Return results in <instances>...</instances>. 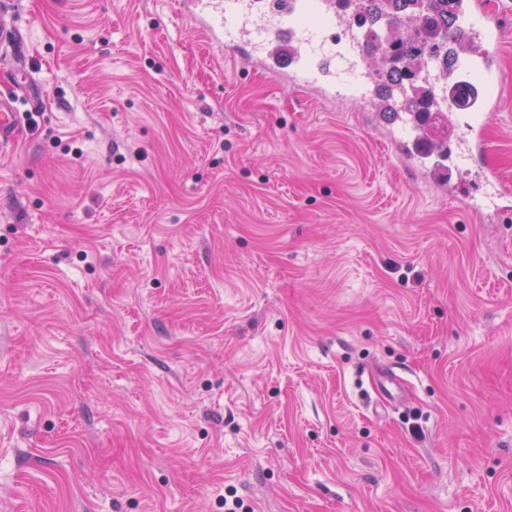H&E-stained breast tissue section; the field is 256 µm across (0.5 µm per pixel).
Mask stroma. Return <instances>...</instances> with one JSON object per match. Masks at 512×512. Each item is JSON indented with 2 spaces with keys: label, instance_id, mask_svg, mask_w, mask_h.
<instances>
[{
  "label": "stroma",
  "instance_id": "1",
  "mask_svg": "<svg viewBox=\"0 0 512 512\" xmlns=\"http://www.w3.org/2000/svg\"><path fill=\"white\" fill-rule=\"evenodd\" d=\"M0 19V512H512V216L174 0Z\"/></svg>",
  "mask_w": 512,
  "mask_h": 512
}]
</instances>
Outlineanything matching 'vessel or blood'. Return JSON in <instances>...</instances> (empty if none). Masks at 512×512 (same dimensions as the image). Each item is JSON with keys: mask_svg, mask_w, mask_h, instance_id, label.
I'll list each match as a JSON object with an SVG mask.
<instances>
[{"mask_svg": "<svg viewBox=\"0 0 512 512\" xmlns=\"http://www.w3.org/2000/svg\"><path fill=\"white\" fill-rule=\"evenodd\" d=\"M183 3L191 7L200 27L217 44L223 43L238 21H245L249 44L263 54L264 65L271 74L284 75L299 85L313 87L320 83H341L344 73L353 68L357 71L358 89H367L371 84L369 70L362 66L356 51L339 57L331 50L328 40L336 20L326 0H266L265 5L257 7L247 5L245 0H183ZM458 12L473 21L472 46L459 56L465 80L478 93L477 102L470 107L477 123L457 147L459 165L469 166L481 164L487 151L483 129L495 115L496 92L501 89L505 76L501 68L497 10L489 0H460ZM391 121L398 132L410 134L401 147L403 154L419 167L433 171L436 180H443L448 161L446 150L426 143L425 127L418 117L396 114ZM483 181L481 207L497 215L512 208L493 169H485Z\"/></svg>", "mask_w": 512, "mask_h": 512, "instance_id": "b4317fda", "label": "vessel or blood"}]
</instances>
